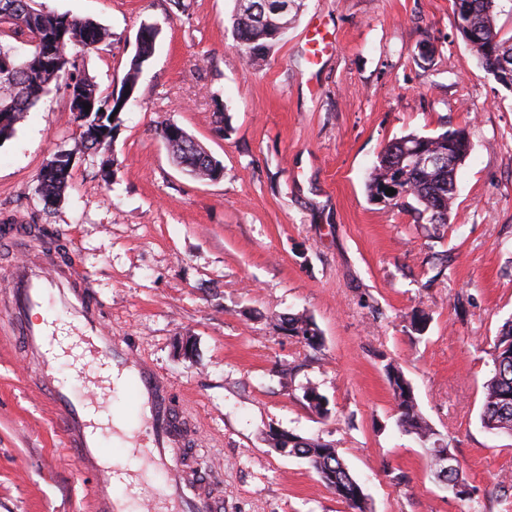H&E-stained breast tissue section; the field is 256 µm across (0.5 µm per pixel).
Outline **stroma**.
<instances>
[{
	"label": "stroma",
	"mask_w": 512,
	"mask_h": 512,
	"mask_svg": "<svg viewBox=\"0 0 512 512\" xmlns=\"http://www.w3.org/2000/svg\"><path fill=\"white\" fill-rule=\"evenodd\" d=\"M287 35L248 61L235 0H35L112 37L77 64L119 87L144 23L159 29L136 99L110 147L82 152L65 84L51 85L0 142V512H96L85 470L8 312L16 268L43 232L90 281L107 330L147 360L198 438L170 458L210 475L224 512H347L307 463L275 452L276 428L334 445L371 512H512V437L480 421L494 337L512 320V90L478 64L451 0H299ZM321 31L326 48L311 54ZM177 124L220 160L199 180L159 136ZM465 129L447 224L369 200L385 146ZM74 154L60 201L37 178ZM430 320L409 330L414 310ZM311 318L319 349L280 327ZM395 363L421 412L476 487L449 492L418 439L397 425ZM97 407L123 416L129 392L80 373ZM317 387L318 415L303 398ZM144 493L131 512H166L164 476L126 458Z\"/></svg>",
	"instance_id": "1"
}]
</instances>
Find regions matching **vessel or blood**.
I'll list each match as a JSON object with an SVG mask.
<instances>
[{
	"label": "vessel or blood",
	"instance_id": "obj_1",
	"mask_svg": "<svg viewBox=\"0 0 512 512\" xmlns=\"http://www.w3.org/2000/svg\"><path fill=\"white\" fill-rule=\"evenodd\" d=\"M49 303L65 309L77 320L82 342L77 359L116 371L135 392L139 415L149 423L150 431L145 443L134 447L133 453L149 465L164 469L170 512H222L224 504L213 496L210 483L190 482L183 469L168 464L169 449L189 446L194 431L176 412L167 383L147 362L132 357L122 342L104 331L101 306L89 282L71 269L57 265L52 254L46 253L37 262L16 271L11 314L20 327L26 349L41 357L42 382L65 419L69 445L82 463L97 468L104 435L97 432L91 420L93 403L88 395L56 376L54 357L47 347V327L31 318L34 310ZM105 482L108 489L99 499L100 512H129L128 496L136 488L128 484L126 471L118 466L108 467ZM116 484L125 486V495L111 493V486Z\"/></svg>",
	"mask_w": 512,
	"mask_h": 512
}]
</instances>
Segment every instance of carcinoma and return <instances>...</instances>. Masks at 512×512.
I'll return each instance as SVG.
<instances>
[{"label": "carcinoma", "mask_w": 512, "mask_h": 512, "mask_svg": "<svg viewBox=\"0 0 512 512\" xmlns=\"http://www.w3.org/2000/svg\"><path fill=\"white\" fill-rule=\"evenodd\" d=\"M34 0H0V34L26 43L30 50L23 56L0 45V138L7 140L14 134L15 125L24 113L35 107L49 91L52 82L63 80L65 85L82 89L91 109L85 121L79 124L80 145L86 151L97 152L110 140L105 133L120 126V113L127 102L113 99V92L102 93L87 77L77 73L73 50L94 49L110 38V33L100 24L67 14H54L33 6ZM497 0H470L467 14L459 15L461 22L470 29L467 36L478 54L482 69L503 86L512 88V76L493 73L490 47L498 54L512 58V37L505 39L496 29L494 12ZM244 0H236L232 16L233 37L236 46L246 58L256 61L264 57L281 39L278 35L277 18L270 15L262 23H253L243 12ZM136 54L131 60L121 89L135 91L138 74L151 58L158 29L143 24ZM166 124L159 135L170 148L177 162L201 180H212L213 156L183 128L170 135ZM458 131L447 130L434 137L407 135L389 143L370 175L367 183L371 200L386 206H403L411 198L417 203L413 208L414 221L429 224L448 223V214L455 202L456 168L420 170L408 172L404 194L390 200L386 197V185L391 168L397 165L403 154V146L413 145L427 152L446 151L453 146L460 160L469 152V139L457 138ZM70 177V166L60 165L51 171H41L37 191L42 200L52 203L61 199ZM290 335L297 337L304 346L317 349L321 336L316 324L309 318L290 315ZM491 377L483 386L481 423L497 433L512 436V321L506 323L494 338ZM387 379L392 390L398 413L399 426L430 444V462L436 478L458 497L470 495L463 470L455 467L446 472L440 467L441 451L435 430L419 410L411 383L392 366H387ZM299 441L295 456L317 473L321 482L345 504L347 512H367V503L358 481L350 474L330 443L321 438H303Z\"/></svg>", "instance_id": "cac0c4a2"}]
</instances>
